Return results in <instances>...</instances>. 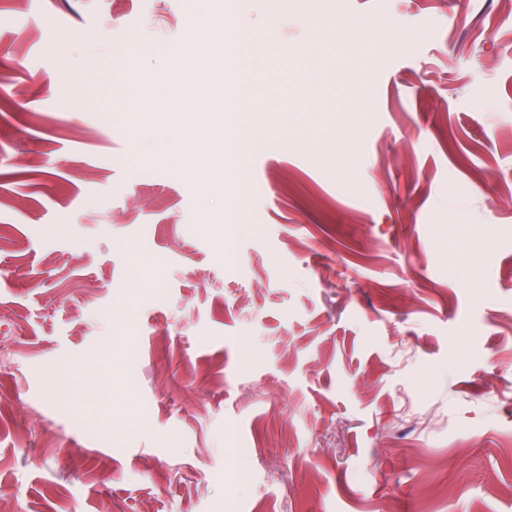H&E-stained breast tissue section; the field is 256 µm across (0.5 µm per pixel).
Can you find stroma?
Returning <instances> with one entry per match:
<instances>
[{
  "label": "stroma",
  "mask_w": 512,
  "mask_h": 512,
  "mask_svg": "<svg viewBox=\"0 0 512 512\" xmlns=\"http://www.w3.org/2000/svg\"><path fill=\"white\" fill-rule=\"evenodd\" d=\"M194 8L0 0V512H512V0H259L220 179ZM127 119L134 118L137 122V134L144 135L150 133L152 127L158 122L162 112H173L171 108L149 107L141 104L137 100H130L127 105ZM176 153L179 156L181 169L186 173H197L203 168L211 167L214 154L209 146L187 142L184 145L176 143L148 153L145 156L147 162H158L166 160L170 154Z\"/></svg>",
  "instance_id": "1"
}]
</instances>
